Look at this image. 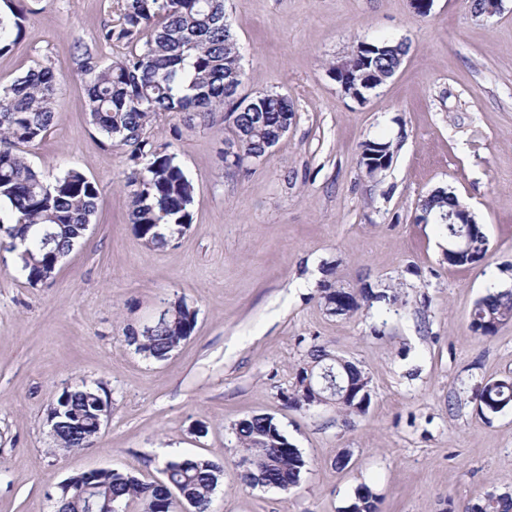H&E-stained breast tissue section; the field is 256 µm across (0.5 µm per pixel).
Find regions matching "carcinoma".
I'll list each match as a JSON object with an SVG mask.
<instances>
[{
  "mask_svg": "<svg viewBox=\"0 0 512 512\" xmlns=\"http://www.w3.org/2000/svg\"><path fill=\"white\" fill-rule=\"evenodd\" d=\"M0 10V55L10 52L23 36L24 7L5 0ZM225 0H122L116 24L103 26L99 38L110 44L124 41L131 50L102 67L88 51L82 52L79 69L89 99L91 124L112 146L131 148V157L143 162L127 182L129 220L137 236L152 246H162L192 224L191 208L195 188L176 157L151 139L150 129L162 113H193L206 120L213 113L228 110L231 134L244 156H263L282 138L283 124H291L293 106L288 96L268 93L252 97L244 107L240 99L243 79L239 78L241 55L227 24ZM407 45L402 41L362 40L351 55L355 73L372 74L384 84L403 63ZM56 74L46 66L30 71L0 89V202L10 206L13 220L0 224L7 245L25 241L19 253L20 270L26 280L37 283L52 253L68 252L86 232L97 209L99 190L82 172L69 169L44 182L27 157L26 148L41 141L57 119ZM376 159L394 157L390 141H367L362 145L360 165L367 154ZM448 192L430 191L421 211L436 218L440 231L450 241L464 232L459 224L448 223ZM473 254L450 258L455 266L475 264L488 251L482 225L472 235ZM398 295L363 287L358 298L342 303V314L351 315L364 306L394 304ZM512 321V289L493 290L478 299L470 313V328L487 337ZM197 312L184 301H175L163 316L140 331L128 330L125 340L148 358L163 361L193 333ZM312 365L297 373L295 389L288 403L301 409L311 389L309 372L321 367L326 353L311 352ZM344 380L352 382V398L336 402L348 413L363 414L361 407L367 382L357 364L339 365ZM103 388L86 380L63 390L56 401L55 441L70 451L92 445L91 432L103 400ZM478 410L494 415L512 408V377L487 381L477 394ZM234 433L247 464L241 481L250 487H270L288 493L299 486L306 460L299 448L288 441L275 418L255 414L234 425ZM161 481L146 482L112 469H95L69 479L56 500L55 512H85L87 499L107 512L109 505L139 501L143 512H180L168 499L167 487L176 485L191 504L192 512H209L212 495L224 477V467L212 460L189 457L160 463ZM351 512H379L376 496L360 486ZM471 512H512V493L494 490L470 506Z\"/></svg>",
  "mask_w": 512,
  "mask_h": 512,
  "instance_id": "cac0c4a2",
  "label": "carcinoma"
}]
</instances>
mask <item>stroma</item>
<instances>
[{
    "label": "stroma",
    "instance_id": "stroma-1",
    "mask_svg": "<svg viewBox=\"0 0 512 512\" xmlns=\"http://www.w3.org/2000/svg\"><path fill=\"white\" fill-rule=\"evenodd\" d=\"M21 41L0 55V87L27 71L58 74L59 116L28 158L46 180L75 168L99 188L86 235L53 277L29 284L0 248V512H54L70 477L107 468L154 480L162 460L224 466L210 512H344L368 486L380 512H462L512 487V409L483 416L476 395L512 376V322L469 326L489 289H512V0L474 17L471 0H226L246 95H288V133L257 165L225 166L223 113L165 114L151 135L195 185L193 220L165 246L128 220L135 164L89 122L75 42L106 66L125 43L100 44L118 0H24ZM388 37L404 61L366 101L328 69L358 41ZM396 147L368 176L362 145ZM444 188L473 208L489 240L476 264L448 263L420 204ZM399 295L390 311L329 314L325 282ZM197 312L193 334L163 361L124 340L168 303ZM356 362L370 380L365 413L334 402L289 407L313 347ZM102 384L111 416L96 447L57 448L47 421L62 391ZM273 415L308 462L290 493L250 488L234 425ZM350 452L347 469L336 456Z\"/></svg>",
    "mask_w": 512,
    "mask_h": 512
}]
</instances>
